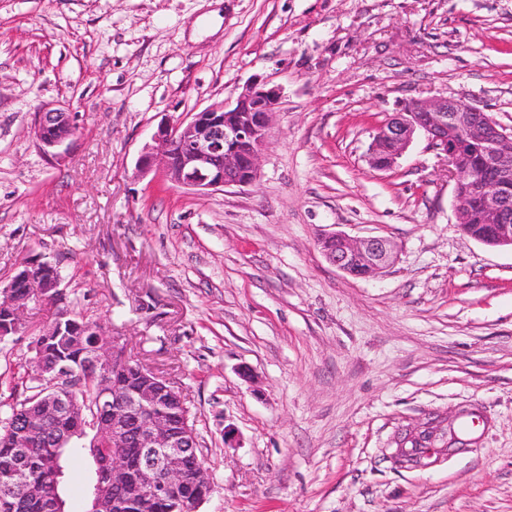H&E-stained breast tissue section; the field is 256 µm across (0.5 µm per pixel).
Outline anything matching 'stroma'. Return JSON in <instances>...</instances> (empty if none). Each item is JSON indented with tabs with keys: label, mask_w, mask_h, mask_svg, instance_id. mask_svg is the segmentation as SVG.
Wrapping results in <instances>:
<instances>
[{
	"label": "stroma",
	"mask_w": 512,
	"mask_h": 512,
	"mask_svg": "<svg viewBox=\"0 0 512 512\" xmlns=\"http://www.w3.org/2000/svg\"><path fill=\"white\" fill-rule=\"evenodd\" d=\"M258 81L282 100L253 185L137 175L162 122ZM435 97L512 131V0H0V285L56 264L182 390L197 512H512V249L462 233L424 134L368 163L399 103ZM62 103L79 133L57 162L32 122ZM333 232L389 239L394 264L341 272ZM46 319L0 340V418ZM466 411L465 450L400 462Z\"/></svg>",
	"instance_id": "1"
}]
</instances>
